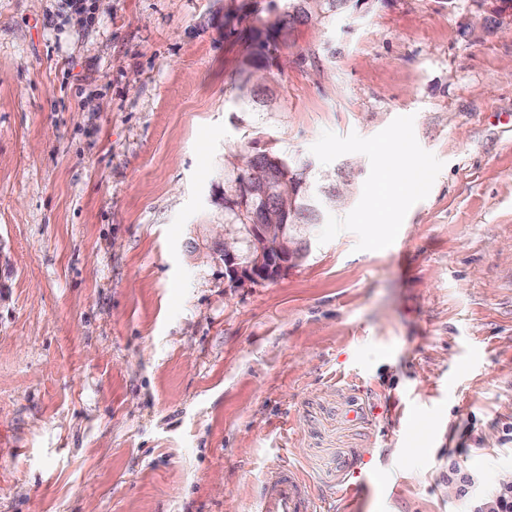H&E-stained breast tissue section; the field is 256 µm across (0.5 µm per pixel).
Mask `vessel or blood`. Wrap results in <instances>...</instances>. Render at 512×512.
Returning a JSON list of instances; mask_svg holds the SVG:
<instances>
[{
    "label": "vessel or blood",
    "mask_w": 512,
    "mask_h": 512,
    "mask_svg": "<svg viewBox=\"0 0 512 512\" xmlns=\"http://www.w3.org/2000/svg\"><path fill=\"white\" fill-rule=\"evenodd\" d=\"M255 512H315L305 480L289 467L272 470L261 486Z\"/></svg>",
    "instance_id": "vessel-or-blood-1"
}]
</instances>
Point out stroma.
Here are the masks:
<instances>
[{
  "label": "stroma",
  "mask_w": 512,
  "mask_h": 512,
  "mask_svg": "<svg viewBox=\"0 0 512 512\" xmlns=\"http://www.w3.org/2000/svg\"><path fill=\"white\" fill-rule=\"evenodd\" d=\"M284 0H0V512H464L448 454L512 473V34L497 0H371L283 30ZM403 157L390 155L395 139ZM275 147L343 202L306 257L235 287L224 195ZM421 164L423 191L374 193ZM371 490L337 499L353 472ZM369 0H289L288 10L276 15L273 20H259L266 31L265 38H261L262 30L256 28L257 37L251 39L250 51L240 70L239 90L242 95L249 91L251 76L254 71L267 69L273 63L278 45L276 36L285 28L295 23L314 21L316 24L328 25L339 14L357 10ZM255 512H314L305 480L290 467L272 470L261 486Z\"/></svg>",
  "instance_id": "35a3bbf8"
}]
</instances>
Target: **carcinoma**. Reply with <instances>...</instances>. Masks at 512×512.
Segmentation results:
<instances>
[{"mask_svg":"<svg viewBox=\"0 0 512 512\" xmlns=\"http://www.w3.org/2000/svg\"><path fill=\"white\" fill-rule=\"evenodd\" d=\"M369 0H288V10L274 17L260 21L262 28L257 33H265V37L251 39L250 51L240 70L239 90L247 94L253 72L267 69L273 63L278 45L276 36L284 29L296 23L313 21L327 25L339 14L356 10L367 4ZM267 164L274 171V177L284 179L281 186L295 196L296 210L291 214H283L278 218L281 224H317L322 215L321 202L309 201L308 190L301 186L310 181L309 165L298 164L276 150L262 151L249 158L247 167Z\"/></svg>","mask_w":512,"mask_h":512,"instance_id":"cac0c4a2","label":"carcinoma"}]
</instances>
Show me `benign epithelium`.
Listing matches in <instances>:
<instances>
[{"label":"benign epithelium","instance_id":"benign-epithelium-1","mask_svg":"<svg viewBox=\"0 0 512 512\" xmlns=\"http://www.w3.org/2000/svg\"><path fill=\"white\" fill-rule=\"evenodd\" d=\"M261 171L263 167L258 166L250 174L244 196L234 192L226 202L236 212L249 214L251 224L239 231L225 224L212 242L224 261V275L236 285L278 279L301 261L310 247L308 240L291 231V225L275 223V213L287 210L286 192L276 189L277 182L269 172L257 182L255 173Z\"/></svg>","mask_w":512,"mask_h":512}]
</instances>
